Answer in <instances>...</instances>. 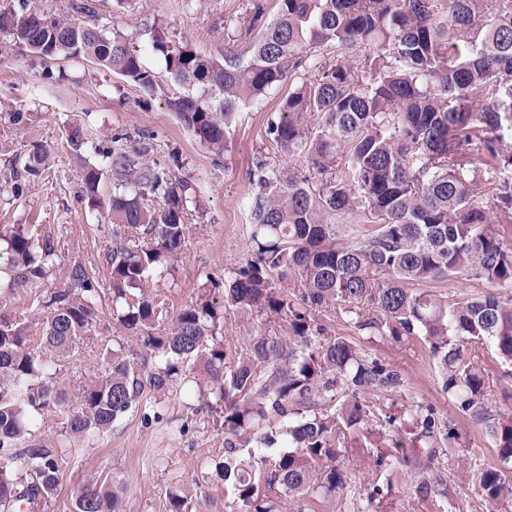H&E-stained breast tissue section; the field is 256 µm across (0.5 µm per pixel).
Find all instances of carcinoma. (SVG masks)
Here are the masks:
<instances>
[{
    "label": "carcinoma",
    "mask_w": 512,
    "mask_h": 512,
    "mask_svg": "<svg viewBox=\"0 0 512 512\" xmlns=\"http://www.w3.org/2000/svg\"><path fill=\"white\" fill-rule=\"evenodd\" d=\"M270 23L262 9L245 63L219 61L190 45L155 39L169 84L147 68L128 38L107 33L91 3L72 10L92 18L69 23L39 12H0V33L46 59L87 58L150 93L194 137L221 155L236 111L258 102L274 85L301 78L267 134L288 156L305 154L313 174L285 179L259 160L249 171L254 258L226 281L204 275L198 299L174 317L145 288L170 274L187 236L186 197L161 167H139L151 149L117 146L106 164L85 165L88 203L111 219L106 272L81 259L66 269V283L44 290L57 266V244L27 224L0 228L6 266L0 301L25 296L42 316V334L30 335L25 313L0 312V512H45L60 483L66 457L32 434L40 421H61L62 434L82 442L108 432L139 408L146 391L166 395L188 382L190 363L203 362L206 383L199 407L224 429V460L214 463L228 500L224 512H276L268 492L290 498L330 496L345 483L342 461L351 446L374 448L378 465L388 452L381 433L368 429L372 411L359 400L371 389L391 391L400 373L360 352L342 336L322 339L311 311L341 306L355 327L384 336H421L441 364L444 390L462 412L482 422L495 439L499 468L477 473L483 500L512 497V408L484 409L485 376L468 346L490 344L512 361V298L495 293L446 305L407 288L411 283L463 274L512 288V0H278ZM336 49V58L320 52ZM360 55L353 68L346 53ZM200 88L206 95L196 96ZM318 115L311 127L307 116ZM78 155L87 144L83 125L66 133ZM43 147L30 144L27 173L40 175ZM336 170L331 175L329 171ZM495 210L476 197L485 173ZM113 190L100 196L103 179ZM19 173L0 171V184L19 197ZM163 208L155 207V200ZM370 229L361 232L356 224ZM112 303V320L131 331L140 352L110 349L104 370L66 386L64 361L96 334L98 307ZM376 316H367V308ZM239 308L288 319L291 335L256 336L229 359L219 337L224 309ZM171 325L164 326L166 319ZM337 388L350 400L323 408ZM272 425L240 441L260 421ZM403 427L413 447L403 462L417 474L416 492L441 493L427 479L439 440L456 438L431 408ZM426 442L428 447L414 444ZM281 445L272 456L264 451ZM124 484L109 476L87 482L72 512H125Z\"/></svg>",
    "instance_id": "carcinoma-1"
}]
</instances>
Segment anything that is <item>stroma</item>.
<instances>
[{
  "label": "stroma",
  "instance_id": "obj_1",
  "mask_svg": "<svg viewBox=\"0 0 512 512\" xmlns=\"http://www.w3.org/2000/svg\"><path fill=\"white\" fill-rule=\"evenodd\" d=\"M100 17L140 50L145 64L165 75L163 56L153 51L155 37L184 42L198 53L223 59L225 52L245 54L250 44L244 31L255 10L265 21L277 15V0H131L117 7L114 0H96ZM295 87L287 79L269 89L257 104L236 112L227 148L213 155L187 130L163 97L147 94L119 74L87 59L43 60L14 46L0 34V170H23L30 142L46 149L43 175L27 180L21 197L0 191V226L32 224L38 232L60 233L58 265L48 287H62L64 272L73 258L98 266L109 245V220L92 210L83 197L81 163H101L114 138L134 147L150 137L153 151L145 164L169 170L185 184L186 245L172 271L150 282V293L165 299L170 313L195 301L204 274L230 277L251 259V225L247 199L253 187L247 173L257 160H265L284 176L307 177L312 169L305 156H285L266 134L267 120L279 111ZM27 112L26 125L12 124L9 112ZM80 122L87 130L88 147L76 159L66 147L67 126ZM418 291L449 303L492 291L482 280L456 275L418 284ZM100 338L81 345L67 366L70 377H87L103 366L107 341L138 349L136 338L115 325L107 307H100ZM314 317L326 335L342 336L361 351L389 363L402 384L392 391L373 390L361 402L374 413L407 416L418 407L433 408L454 428L458 438L442 445L429 470L431 480L443 484L447 496H417L412 468L400 459L378 465L375 455L359 448L344 457L347 478L342 489L328 498L276 500L278 512H364L373 485H388L383 512H486L472 479L474 471L500 464L493 438L474 417L460 411L444 391L442 370L427 342L420 337L395 340L349 324L334 308L316 311ZM224 344L228 353L239 352L256 336H285V319L258 311L230 309L224 313ZM479 363L486 380L485 405L499 412L512 405V362L499 357L493 347L480 349ZM198 394L195 383L174 390L163 399L142 400L137 412L117 420L110 431L80 446H68L56 424L37 428L41 439L69 447L70 466L62 477L47 512H71L82 485L90 477L111 476L127 486L128 512H165L168 493L179 490L190 498L195 512H224L220 480L203 479L205 458H223L224 433L208 414H193Z\"/></svg>",
  "mask_w": 512,
  "mask_h": 512
}]
</instances>
